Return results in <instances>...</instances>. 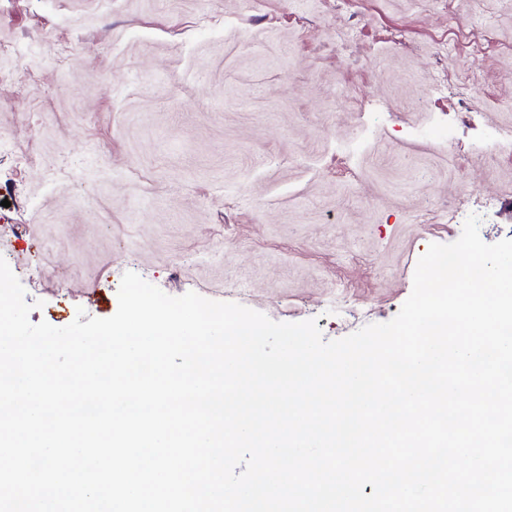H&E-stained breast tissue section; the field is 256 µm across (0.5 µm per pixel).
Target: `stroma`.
<instances>
[{"mask_svg": "<svg viewBox=\"0 0 512 512\" xmlns=\"http://www.w3.org/2000/svg\"><path fill=\"white\" fill-rule=\"evenodd\" d=\"M0 44V256L31 322L111 317L133 271L337 340L398 314L475 198L482 240L512 239L486 144L512 129V0H0Z\"/></svg>", "mask_w": 512, "mask_h": 512, "instance_id": "obj_1", "label": "stroma"}]
</instances>
